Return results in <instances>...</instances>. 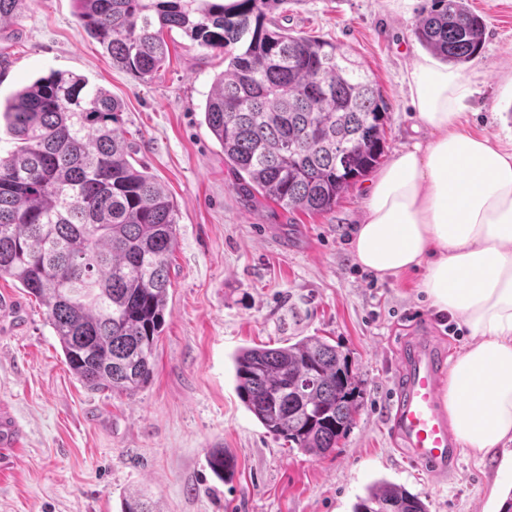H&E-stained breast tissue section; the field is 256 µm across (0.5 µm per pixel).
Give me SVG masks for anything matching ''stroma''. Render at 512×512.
<instances>
[{
    "instance_id": "obj_1",
    "label": "stroma",
    "mask_w": 512,
    "mask_h": 512,
    "mask_svg": "<svg viewBox=\"0 0 512 512\" xmlns=\"http://www.w3.org/2000/svg\"><path fill=\"white\" fill-rule=\"evenodd\" d=\"M432 0H294L285 27L340 44L389 103L386 156L408 144L416 119L403 76L421 45L413 34ZM483 17L481 53L463 64L479 92L467 129L512 142V0H468ZM148 80L114 66L81 33L73 0H28L0 28V101L53 71L85 76L122 104L136 157L177 206L169 303L150 381L131 396L93 392L70 373L45 309L0 278V404L23 432L19 459L0 466V512H120L145 490L159 512H351L371 483L426 496L430 512H500L512 489V443L480 459L461 451L452 474L416 465L391 430L408 339L426 335L448 357L469 341L448 332L420 293L421 271L370 283L348 240L361 214L357 182L324 213L286 214L235 186L204 122L223 56L180 32ZM322 336L361 382V408L336 451L288 449L236 391L243 346ZM222 446L234 471L216 478L207 452Z\"/></svg>"
}]
</instances>
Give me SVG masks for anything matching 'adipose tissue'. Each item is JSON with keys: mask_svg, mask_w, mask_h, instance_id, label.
<instances>
[{"mask_svg": "<svg viewBox=\"0 0 512 512\" xmlns=\"http://www.w3.org/2000/svg\"><path fill=\"white\" fill-rule=\"evenodd\" d=\"M405 82L427 136L369 181L350 252L379 277L422 269L431 307L469 330L442 401L458 443L484 456L512 443V151L461 127L470 77L416 53Z\"/></svg>", "mask_w": 512, "mask_h": 512, "instance_id": "1", "label": "adipose tissue"}]
</instances>
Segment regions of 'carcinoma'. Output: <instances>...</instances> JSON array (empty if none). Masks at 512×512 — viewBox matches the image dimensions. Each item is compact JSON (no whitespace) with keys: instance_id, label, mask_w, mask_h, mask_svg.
<instances>
[{"instance_id":"carcinoma-1","label":"carcinoma","mask_w":512,"mask_h":512,"mask_svg":"<svg viewBox=\"0 0 512 512\" xmlns=\"http://www.w3.org/2000/svg\"><path fill=\"white\" fill-rule=\"evenodd\" d=\"M26 0H0V26ZM81 31L112 63L145 79L177 29L224 54L204 120L250 197L288 213L327 212L384 153L389 106L341 46L281 25L288 0H75ZM446 63L474 59L485 23L466 0H432L413 27ZM14 147L0 156V278L46 308L65 363L92 390L132 395L154 372L165 323L175 205L120 127L121 104L73 72L52 71L0 109ZM237 392L266 431L311 455L333 452L354 424L359 379L321 336L246 346L234 356ZM223 480L224 448L207 454ZM121 512H156L141 490ZM352 512H429L405 487L377 482Z\"/></svg>"}]
</instances>
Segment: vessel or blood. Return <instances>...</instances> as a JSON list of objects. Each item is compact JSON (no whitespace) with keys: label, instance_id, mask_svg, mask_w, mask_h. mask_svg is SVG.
Segmentation results:
<instances>
[{"label":"vessel or blood","instance_id":"b4317fda","mask_svg":"<svg viewBox=\"0 0 512 512\" xmlns=\"http://www.w3.org/2000/svg\"><path fill=\"white\" fill-rule=\"evenodd\" d=\"M403 383L393 415L395 435L411 459L438 474L451 472L459 448L439 401L444 362L429 343L412 344L402 358Z\"/></svg>","mask_w":512,"mask_h":512}]
</instances>
